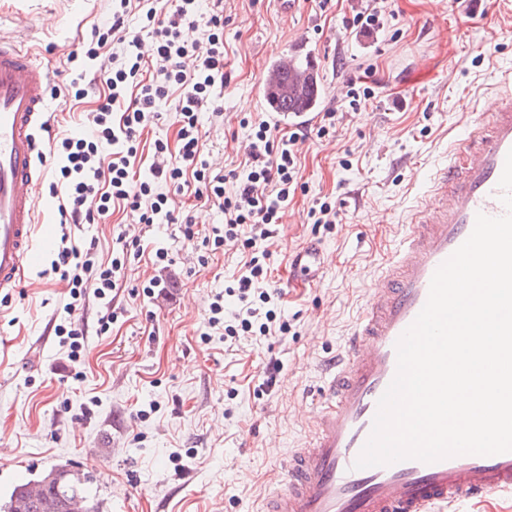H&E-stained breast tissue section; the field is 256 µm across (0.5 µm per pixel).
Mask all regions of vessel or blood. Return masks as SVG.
Wrapping results in <instances>:
<instances>
[{
  "label": "vessel or blood",
  "instance_id": "1",
  "mask_svg": "<svg viewBox=\"0 0 512 512\" xmlns=\"http://www.w3.org/2000/svg\"><path fill=\"white\" fill-rule=\"evenodd\" d=\"M260 85L272 98L310 81L282 54L263 69ZM495 85L493 112L432 174L433 204L417 210L398 238L335 361L313 438L288 459L285 487L267 512H453L462 499L512 496V452L354 466L395 377L396 342L424 307L435 270L469 237L477 214L506 212L498 183L512 150V77H498ZM49 89V74L32 52L0 36V296L13 294L49 243L38 233L45 217L36 208L43 179L38 135Z\"/></svg>",
  "mask_w": 512,
  "mask_h": 512
}]
</instances>
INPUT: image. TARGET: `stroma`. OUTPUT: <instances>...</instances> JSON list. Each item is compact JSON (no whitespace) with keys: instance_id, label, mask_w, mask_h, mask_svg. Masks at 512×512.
Masks as SVG:
<instances>
[{"instance_id":"stroma-1","label":"stroma","mask_w":512,"mask_h":512,"mask_svg":"<svg viewBox=\"0 0 512 512\" xmlns=\"http://www.w3.org/2000/svg\"><path fill=\"white\" fill-rule=\"evenodd\" d=\"M356 2L332 0L322 11L298 0L285 18L274 0H224L223 110L200 115L204 159L234 170L245 160L243 121L265 118L256 88L278 54L302 57L330 88L374 71L359 104L323 97V108L338 112L336 132L302 145L300 186L278 236L261 244L267 287L286 294L287 336L228 343L222 326L210 327L211 303L239 275L240 246L202 252L176 226L140 224L119 204L97 223H62L56 160L46 157L39 200L56 239L44 263L67 238H94L99 263L110 262L121 234L146 254L126 263L118 318L106 328L92 279L74 300L57 274L36 270L0 301V441L9 449L0 506L16 484L61 465L100 512H261L283 489L282 464L309 441L322 409L325 365L343 352L428 172L493 111L495 75L512 73V0H500L491 23L468 0H393L383 27L350 31L342 20ZM111 10V0H0V35L24 42L58 89L75 74L83 33ZM19 13L30 20L23 33L13 23ZM95 108L92 94L51 97L46 139L76 130ZM174 108L163 104L144 130L135 168L148 170L155 140L175 142ZM319 201L332 205L329 223L311 215ZM311 245L324 261L316 281L289 282L293 259ZM159 247L168 266L151 259ZM154 277L165 289L144 294ZM69 302L84 333L76 359L54 331Z\"/></svg>"}]
</instances>
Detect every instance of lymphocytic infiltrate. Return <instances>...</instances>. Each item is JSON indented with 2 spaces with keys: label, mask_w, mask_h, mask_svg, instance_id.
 <instances>
[{
  "label": "lymphocytic infiltrate",
  "mask_w": 512,
  "mask_h": 512,
  "mask_svg": "<svg viewBox=\"0 0 512 512\" xmlns=\"http://www.w3.org/2000/svg\"><path fill=\"white\" fill-rule=\"evenodd\" d=\"M151 2L118 0L108 21L90 31L86 60L94 61L104 51L109 54V65L90 75L106 91L82 132L64 134L54 143L63 189L60 211L72 223L91 224L108 217L118 202L135 213L139 223L178 224L184 239L191 241L196 235L193 217L174 213L169 196L193 188L196 196L212 201L224 215L223 225L212 227L203 246L218 249L234 242L250 252L236 280L237 313L234 323L225 326V336L253 328L265 337L285 336L288 324L278 319L275 310L283 295L264 290L267 253L257 244L276 236L281 213L295 195L300 145L310 136L334 132L336 111L323 112L313 130L298 125L285 132L263 120L251 124L241 171L216 172L202 157L199 115L222 110L214 90L225 76L224 0H211L205 21L209 48L190 71L183 59L192 47L183 31L197 22L195 0H175L163 13ZM135 10L141 13L142 26L133 34L125 27V17ZM146 38L152 48L148 56L142 51ZM172 97L177 100L178 144L172 148L155 141L154 153H170L174 159L135 177L131 160L137 155L138 139L149 123L160 118L161 104ZM124 266V258L117 256L110 265H95L90 247L80 242L63 246L51 262L52 271L69 281L72 295H79L92 278L102 299L119 290Z\"/></svg>",
  "instance_id": "f902f5d3"
}]
</instances>
